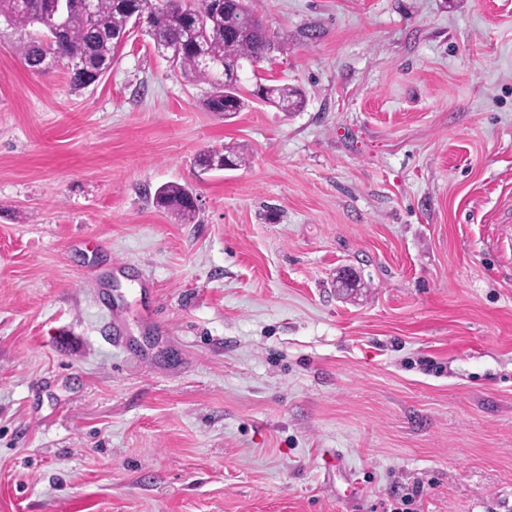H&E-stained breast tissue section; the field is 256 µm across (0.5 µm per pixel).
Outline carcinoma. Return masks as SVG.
Here are the masks:
<instances>
[{"mask_svg":"<svg viewBox=\"0 0 512 512\" xmlns=\"http://www.w3.org/2000/svg\"><path fill=\"white\" fill-rule=\"evenodd\" d=\"M58 0H0V18L24 29L39 25L45 29L41 39L24 45V64L41 71L45 60L55 58L67 66L70 84L85 88L99 79L118 53V36L130 30L137 12L150 11L153 23L143 31L162 53L174 50L175 67L195 82L210 86L204 100L209 112L230 118L248 106L249 98L274 105L283 112L302 108V90L286 83H253L246 92L242 86L244 68L251 73L268 57L273 44L264 31L257 9L243 0H97L94 13L85 12L82 0H65V34L55 35ZM203 44L210 56L220 62L241 66L239 77L225 80L224 68L212 70L197 57L196 45ZM246 164L243 153L230 146L201 152L196 165L205 173L238 168ZM188 188L165 184L154 193L156 206L185 220L196 209L183 204Z\"/></svg>","mask_w":512,"mask_h":512,"instance_id":"cac0c4a2","label":"carcinoma"}]
</instances>
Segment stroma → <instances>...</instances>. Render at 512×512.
Wrapping results in <instances>:
<instances>
[{"label":"stroma","mask_w":512,"mask_h":512,"mask_svg":"<svg viewBox=\"0 0 512 512\" xmlns=\"http://www.w3.org/2000/svg\"><path fill=\"white\" fill-rule=\"evenodd\" d=\"M256 7L301 111L0 22V512H512V0ZM226 163L229 166H226ZM246 164V158L241 151L234 147L222 145L201 152L196 159V165L205 173L212 170L238 168ZM188 188L177 184H165L159 187L154 193L156 206L175 214L184 220L193 218L196 208L183 204V199L187 195Z\"/></svg>","instance_id":"stroma-1"}]
</instances>
